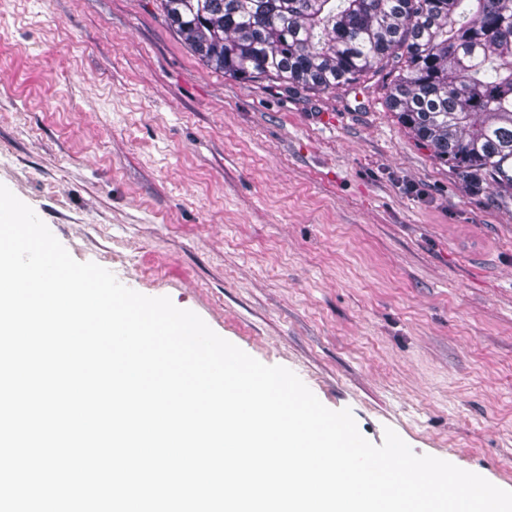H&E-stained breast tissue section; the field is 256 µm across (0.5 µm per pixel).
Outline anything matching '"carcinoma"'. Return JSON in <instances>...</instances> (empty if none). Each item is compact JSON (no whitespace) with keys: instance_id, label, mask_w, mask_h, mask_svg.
Here are the masks:
<instances>
[{"instance_id":"carcinoma-1","label":"carcinoma","mask_w":512,"mask_h":512,"mask_svg":"<svg viewBox=\"0 0 512 512\" xmlns=\"http://www.w3.org/2000/svg\"><path fill=\"white\" fill-rule=\"evenodd\" d=\"M211 70L332 92L395 71L397 121L469 192L512 198V0H159Z\"/></svg>"}]
</instances>
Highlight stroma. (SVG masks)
I'll return each instance as SVG.
<instances>
[{
    "label": "stroma",
    "mask_w": 512,
    "mask_h": 512,
    "mask_svg": "<svg viewBox=\"0 0 512 512\" xmlns=\"http://www.w3.org/2000/svg\"><path fill=\"white\" fill-rule=\"evenodd\" d=\"M391 79L213 72L156 0H0V184L372 443L512 491V199L465 192Z\"/></svg>",
    "instance_id": "35a3bbf8"
}]
</instances>
